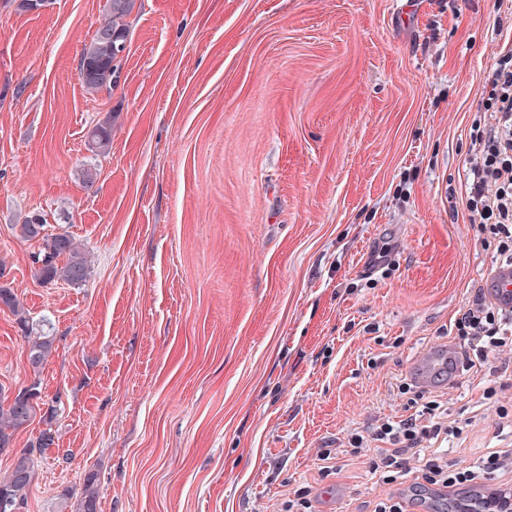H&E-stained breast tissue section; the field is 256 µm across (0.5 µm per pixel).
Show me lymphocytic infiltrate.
<instances>
[{
  "instance_id": "f902f5d3",
  "label": "lymphocytic infiltrate",
  "mask_w": 512,
  "mask_h": 512,
  "mask_svg": "<svg viewBox=\"0 0 512 512\" xmlns=\"http://www.w3.org/2000/svg\"><path fill=\"white\" fill-rule=\"evenodd\" d=\"M486 84L496 107L475 139L468 159L466 205L470 220L497 240L499 257L512 261V70L496 68L488 73ZM455 327L464 344L467 368L490 365L492 358L512 349V313H504L481 299H474L460 311ZM440 407L438 401L428 402L429 420L424 424L413 418L387 419L370 436L353 434L349 440L352 454L369 450L370 442H377L371 467L385 485L403 478L413 461L420 465L417 487L448 489L473 482V470L449 468L439 457H421L422 442L448 429Z\"/></svg>"
}]
</instances>
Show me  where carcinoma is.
Here are the masks:
<instances>
[{
	"mask_svg": "<svg viewBox=\"0 0 512 512\" xmlns=\"http://www.w3.org/2000/svg\"><path fill=\"white\" fill-rule=\"evenodd\" d=\"M136 0H106L103 20L90 41L83 45L79 57L78 78L89 95L111 93L118 86L122 61L129 46V17ZM88 150L104 154L112 143V119L95 125L87 136ZM47 219L33 212L22 223L14 225L22 240L41 241L38 252L32 256L33 277L43 285L63 282L80 285L90 275V265L81 244L68 231L46 233ZM0 304L9 308L24 332L28 344V359L33 370L32 391L23 395L18 390L15 398L0 399V452L11 447L14 434L30 425L39 409L41 399L40 370L52 354L55 336L42 331L33 332L27 313L13 289L0 285ZM55 444L51 429L41 431L27 448L14 453L10 474L0 479V498L19 505L25 498L35 475L36 455ZM99 489L97 475L85 476L84 490L73 504L71 512H98Z\"/></svg>",
	"mask_w": 512,
	"mask_h": 512,
	"instance_id": "carcinoma-1",
	"label": "carcinoma"
}]
</instances>
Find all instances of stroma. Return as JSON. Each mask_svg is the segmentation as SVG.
Listing matches in <instances>:
<instances>
[{
	"label": "stroma",
	"instance_id": "35a3bbf8",
	"mask_svg": "<svg viewBox=\"0 0 512 512\" xmlns=\"http://www.w3.org/2000/svg\"><path fill=\"white\" fill-rule=\"evenodd\" d=\"M105 0H0V263L54 349L14 450L52 429L19 512H60L96 473L99 512H373L350 434L403 415L412 358L498 259L469 222L464 164L512 49V0H136L124 77L78 79ZM112 120V148L87 133ZM98 172L85 186L83 171ZM42 213L91 274L39 285ZM27 342L0 307V389L27 386ZM441 400L449 464L512 448L486 387Z\"/></svg>",
	"mask_w": 512,
	"mask_h": 512
}]
</instances>
